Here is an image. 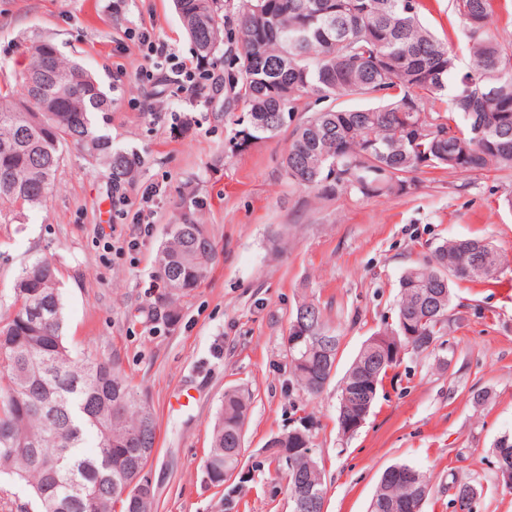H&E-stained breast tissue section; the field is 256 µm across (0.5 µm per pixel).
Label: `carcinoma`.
Masks as SVG:
<instances>
[{
	"label": "carcinoma",
	"instance_id": "1",
	"mask_svg": "<svg viewBox=\"0 0 512 512\" xmlns=\"http://www.w3.org/2000/svg\"><path fill=\"white\" fill-rule=\"evenodd\" d=\"M467 38L470 65L458 69L448 40L426 26L420 0H236L235 28L219 23L218 0H174L196 58L224 42L240 53L224 59L226 80L243 105L234 124L242 143L277 136L293 124L282 168L288 182L328 197L404 195L416 174L512 171V40L491 29L497 0H449ZM25 51L32 63L0 84V214L47 205L62 149L73 143L108 169L131 178L135 161L112 149L94 114L112 99L82 64L66 61L37 33ZM68 76L64 87L29 79L46 57ZM214 246L204 225L186 216L171 225L157 254L165 285L162 317L170 320L206 276ZM501 261L479 239L444 240L432 259L398 281L394 321L382 335L391 347L423 353L459 322L452 305L455 279L489 280ZM65 307L55 267L29 261L0 312V476L24 486L35 512H126L124 485L147 466L156 440L151 408L139 401L109 360L76 358L65 342ZM331 331L322 310L302 300L288 335ZM364 342L346 371L340 395L379 386L386 367L372 368ZM300 387L318 395L330 381L329 359L316 347L289 349ZM250 397L224 391L204 472L215 486L238 469ZM94 452H84L87 438ZM309 430L295 427L268 448L294 451L287 488L295 512H320L324 472ZM414 485L380 480L371 512H394L408 496L424 501L430 477ZM454 512H473L475 484L455 480Z\"/></svg>",
	"mask_w": 512,
	"mask_h": 512
}]
</instances>
